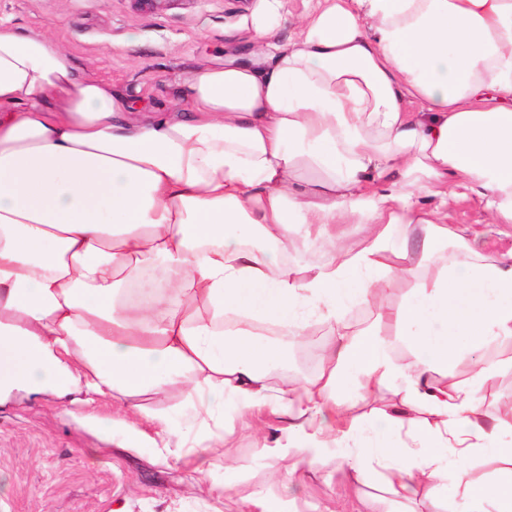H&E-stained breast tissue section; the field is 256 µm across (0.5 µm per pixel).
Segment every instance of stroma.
<instances>
[{"label":"stroma","instance_id":"1","mask_svg":"<svg viewBox=\"0 0 512 512\" xmlns=\"http://www.w3.org/2000/svg\"><path fill=\"white\" fill-rule=\"evenodd\" d=\"M262 0H0V23L49 35L138 111L177 106L186 72L226 51L250 52ZM142 413L104 399L94 410L51 395L0 404V512H389L381 481L365 482L336 446L291 473L294 436L273 415H196L182 386L138 396ZM171 426V452L145 413ZM141 435L130 439L128 428ZM210 446L198 452L202 434Z\"/></svg>","mask_w":512,"mask_h":512}]
</instances>
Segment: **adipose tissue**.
<instances>
[{
  "label": "adipose tissue",
  "instance_id": "obj_1",
  "mask_svg": "<svg viewBox=\"0 0 512 512\" xmlns=\"http://www.w3.org/2000/svg\"><path fill=\"white\" fill-rule=\"evenodd\" d=\"M265 2L259 51L199 64L179 111L141 118L50 37L0 24V402L180 385L209 414L287 418L302 455L334 441L400 497L512 512V411L484 408L512 250L484 259L485 230L448 226L461 188L512 226V0H318L285 41ZM349 224L370 228L359 248ZM297 243L319 262L289 265ZM316 322L337 338L319 373L272 389L279 337ZM394 384L401 407L352 416ZM368 431L382 446L351 449ZM403 293L404 288H398L393 291L388 298L383 299L380 303H396L402 297ZM380 303L373 304L369 307L366 305L352 306L347 311L346 320L354 329L365 327L372 322L374 314L376 313L377 307Z\"/></svg>",
  "mask_w": 512,
  "mask_h": 512
}]
</instances>
